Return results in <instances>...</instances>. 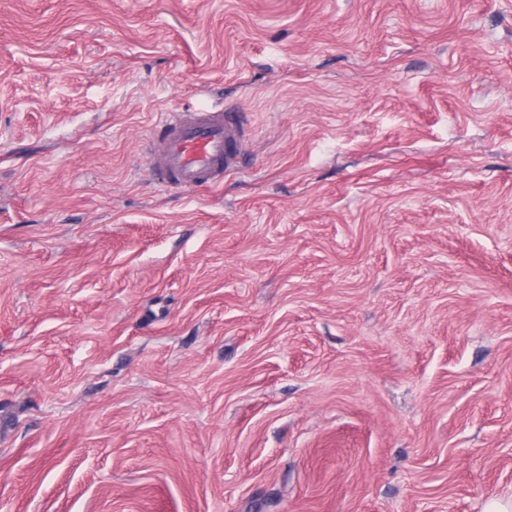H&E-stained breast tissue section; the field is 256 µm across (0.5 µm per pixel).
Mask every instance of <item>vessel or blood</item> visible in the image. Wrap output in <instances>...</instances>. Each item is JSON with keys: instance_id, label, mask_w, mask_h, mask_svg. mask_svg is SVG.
I'll return each mask as SVG.
<instances>
[{"instance_id": "vessel-or-blood-1", "label": "vessel or blood", "mask_w": 512, "mask_h": 512, "mask_svg": "<svg viewBox=\"0 0 512 512\" xmlns=\"http://www.w3.org/2000/svg\"><path fill=\"white\" fill-rule=\"evenodd\" d=\"M206 107L184 105L166 113L147 138L149 171L161 175L163 187L220 190L226 175L239 169L243 137L241 112L225 105L223 96L201 86Z\"/></svg>"}]
</instances>
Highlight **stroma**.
<instances>
[{
	"instance_id": "obj_1",
	"label": "stroma",
	"mask_w": 512,
	"mask_h": 512,
	"mask_svg": "<svg viewBox=\"0 0 512 512\" xmlns=\"http://www.w3.org/2000/svg\"><path fill=\"white\" fill-rule=\"evenodd\" d=\"M204 81L221 194L143 142ZM512 498V0H0V512Z\"/></svg>"
}]
</instances>
